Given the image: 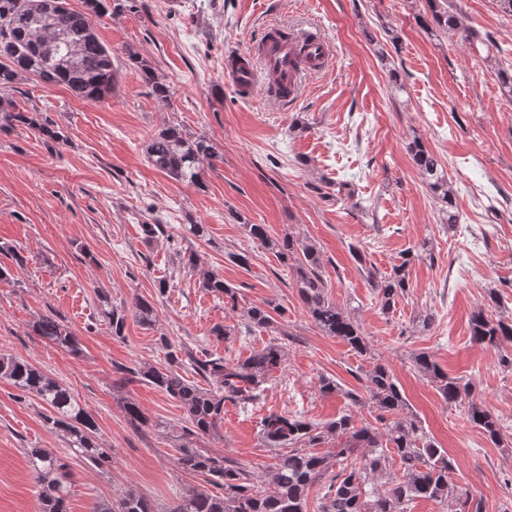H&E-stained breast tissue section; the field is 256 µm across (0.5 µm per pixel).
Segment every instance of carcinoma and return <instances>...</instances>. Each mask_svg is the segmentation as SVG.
<instances>
[{"instance_id":"cac0c4a2","label":"carcinoma","mask_w":512,"mask_h":512,"mask_svg":"<svg viewBox=\"0 0 512 512\" xmlns=\"http://www.w3.org/2000/svg\"><path fill=\"white\" fill-rule=\"evenodd\" d=\"M425 3L427 9L418 17L425 31L457 37L470 45L479 41L478 34L465 27L459 14L448 7V0ZM124 7L125 0H83L81 10L71 8L68 0H0V131L22 127L47 144L66 143L68 135L20 107L12 91L22 78L29 76L47 86H65L90 101L112 96L117 70L112 64V50L94 29V19ZM126 55L137 64L142 80L151 86L153 94L162 101L168 100L170 87L156 81L147 60L130 48ZM407 150L428 189L441 202V223L455 229L460 213L444 166L418 137L408 143ZM145 155L156 170L170 179L197 185L204 163L217 158L219 152L210 139L169 124L145 142ZM245 229L250 236L264 241L280 261L293 262L294 287L317 327L352 350L367 353L369 346L360 324L327 298L317 246L290 233L274 238L263 224H247ZM352 255L366 274L380 309L388 313L409 288V265L416 259L432 257V252L429 242L424 240L404 253L391 272L382 275L367 267L359 249H352ZM202 288L219 298L236 301L234 289L218 276H205ZM155 315L152 301L143 297L135 300L134 316L141 325L153 326ZM98 316L109 325L113 336L124 337L125 308L101 295ZM243 317L250 328L266 329L272 323L270 312L257 305L243 308ZM32 332L70 354L82 352L78 336L57 316L39 317L32 324ZM470 332L472 342L486 347L512 344V320L494 319L481 307L471 315ZM185 355L194 372L218 384L217 390L185 379L175 370L178 357L172 352L168 353L165 367L119 369V382L124 386L146 382L183 406L186 425L181 427L177 464L191 475L204 477L217 492L191 489L178 502L162 508L140 492L129 490L100 501L95 512H306L308 493L319 482L327 483L320 512H408L409 505L417 499L442 503L450 498L459 501V512H481V504L463 496L449 481L452 463L448 453L415 420L403 416L406 398L386 365L378 362L365 372V389L380 411L381 429L364 421L356 422L354 408L363 401L356 391L345 392L350 407L321 426L274 412L262 418L260 433L268 446L292 445L288 452L277 454L271 488L265 489L240 463L205 448H194L192 443L197 437L216 433L224 422V402L259 398L261 386L285 363L286 347L271 342L237 363L220 357L198 360L190 351ZM413 362L420 373L432 380L443 402L463 406L468 420L490 442H503L498 417L471 397L470 382L449 376L426 352L415 354ZM0 379L10 381L23 396H34L49 407L46 422L51 429L64 434L76 459L97 469L112 463V455L98 442L92 415L73 392L13 355L0 354ZM120 403L133 428L147 424L135 402L122 397ZM331 437L339 445L331 454L305 449L313 442ZM26 459L36 485L37 512H70L71 466L49 448H28ZM395 460L399 463V475L390 470Z\"/></svg>"}]
</instances>
